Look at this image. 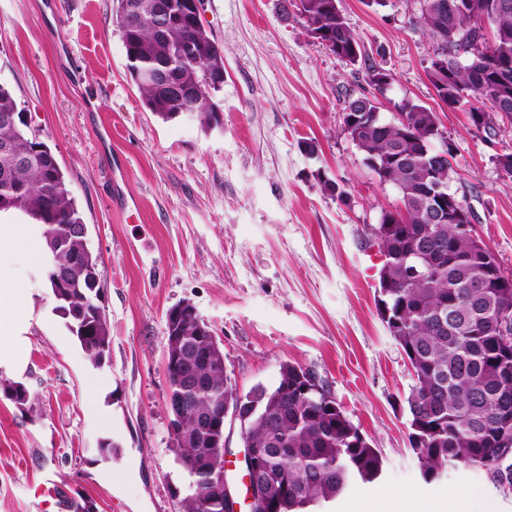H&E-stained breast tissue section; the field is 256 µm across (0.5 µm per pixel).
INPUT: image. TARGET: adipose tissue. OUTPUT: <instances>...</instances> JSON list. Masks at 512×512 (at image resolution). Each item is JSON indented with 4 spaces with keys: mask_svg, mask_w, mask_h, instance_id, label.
<instances>
[{
    "mask_svg": "<svg viewBox=\"0 0 512 512\" xmlns=\"http://www.w3.org/2000/svg\"><path fill=\"white\" fill-rule=\"evenodd\" d=\"M44 243L32 225L0 216V367L22 371L27 365L26 340L34 307L27 284L14 277L10 265L19 254L40 263Z\"/></svg>",
    "mask_w": 512,
    "mask_h": 512,
    "instance_id": "adipose-tissue-1",
    "label": "adipose tissue"
}]
</instances>
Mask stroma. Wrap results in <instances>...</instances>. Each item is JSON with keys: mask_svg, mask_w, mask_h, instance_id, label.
Segmentation results:
<instances>
[{"mask_svg": "<svg viewBox=\"0 0 512 512\" xmlns=\"http://www.w3.org/2000/svg\"><path fill=\"white\" fill-rule=\"evenodd\" d=\"M0 0V86L55 154L99 258L110 352L94 365L54 310L43 269L17 259L42 318L26 334L27 368L0 379L35 395L27 413L0 395V512H182L167 405L165 313L193 304L224 349L240 394L275 387L283 364L314 371L383 459L333 512H425L474 493L512 512V490L482 469L424 481L408 443L411 366L381 321L371 227L399 196L380 184L344 131L346 90L365 84L285 13L281 0H201L224 54L217 123L163 120L142 104L112 0ZM366 54L392 76L380 109L411 99L455 146L452 189L473 232L512 275V179L494 155L512 147L444 105L427 76L431 46L409 0H341ZM318 153L309 156L308 142ZM337 182L344 197L323 189ZM118 455L100 451L103 440ZM59 486L63 497L45 495Z\"/></svg>", "mask_w": 512, "mask_h": 512, "instance_id": "stroma-1", "label": "stroma"}]
</instances>
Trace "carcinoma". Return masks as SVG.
Wrapping results in <instances>:
<instances>
[{
	"label": "carcinoma",
	"mask_w": 512,
	"mask_h": 512,
	"mask_svg": "<svg viewBox=\"0 0 512 512\" xmlns=\"http://www.w3.org/2000/svg\"><path fill=\"white\" fill-rule=\"evenodd\" d=\"M307 31H329L348 62L363 63L366 83L390 73L363 51L360 37L349 26L336 0H299ZM453 0H426L414 18L430 43L440 41L459 51L482 29L483 19L494 20V42L465 65H448V74L430 62L428 77L438 97L450 108L468 107L480 115L486 134L496 135L500 114L496 106L505 96L512 101V0H460L463 9L452 14ZM123 0H114L115 21L125 49L130 75L158 71L198 88L192 100L168 94L166 81L139 83L143 105L164 120L192 108L204 126L215 119L211 94L224 84L210 69L216 50L213 36H203L178 20L159 32L162 18L147 11L135 31L123 29ZM193 45L196 60L181 61L178 45ZM375 95L345 92L343 125L356 118L350 139L364 155L365 165L398 192L408 223L371 229L379 252L387 256L379 272V311L390 336L402 348L414 372L415 384L405 399L409 443L421 463L425 481L440 477L448 467L472 465L512 487V471L500 468L502 456L512 454V343L500 335V319L512 311V290L498 286L501 267L489 249L474 248L456 224H427L421 213L429 206L433 183L430 166L437 157L432 143L439 135L434 112L404 100L399 110L408 125L386 123ZM0 116L15 124H0V213L18 214L38 226L47 259L44 274L49 288L65 273L61 289L66 327L90 360L99 365L110 349L111 329L99 313L94 295L101 287L98 258L77 263L83 251L74 226L83 218L71 196L55 156L38 150L41 143L24 129L17 103L0 87ZM426 266L411 273L413 262ZM483 287L472 292L469 284ZM166 328H178L191 339L198 335V318L184 314L166 318ZM209 386L198 391L186 385L182 395V425L188 437L173 446L188 478L183 512H223L206 500L224 495L211 486L210 473L200 458L210 452L205 440L195 439L197 415L221 406L251 407L244 444L264 449L259 492L276 505V512H310L344 495L356 482L373 483L383 471L380 452L373 448L346 416L325 387L305 385L311 371L299 364L281 366L278 385L257 386L242 396L222 368L207 369Z\"/></svg>",
	"instance_id": "carcinoma-1"
}]
</instances>
